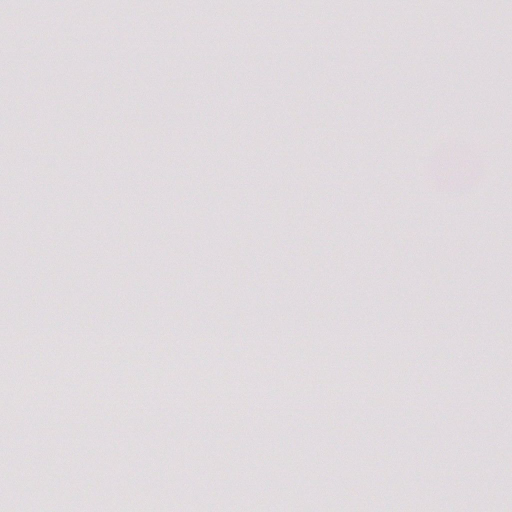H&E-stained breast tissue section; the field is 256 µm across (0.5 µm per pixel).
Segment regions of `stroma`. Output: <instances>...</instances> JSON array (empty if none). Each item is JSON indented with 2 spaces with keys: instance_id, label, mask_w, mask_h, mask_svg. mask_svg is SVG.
<instances>
[{
  "instance_id": "stroma-1",
  "label": "stroma",
  "mask_w": 512,
  "mask_h": 512,
  "mask_svg": "<svg viewBox=\"0 0 512 512\" xmlns=\"http://www.w3.org/2000/svg\"><path fill=\"white\" fill-rule=\"evenodd\" d=\"M91 10L0 0V180L45 198L0 204V337L23 356L0 366V471L65 485L0 482V512H448L459 494L512 512V222L473 206L490 184L512 199V0H377L376 26L288 0L248 46L236 0ZM257 183L281 219L264 239L224 203ZM108 332L143 339L135 391L88 384L78 352ZM229 336L284 377L398 342L400 383L367 381L355 410L303 375L304 397L257 391L228 417L197 357ZM462 350L493 364L458 369Z\"/></svg>"
}]
</instances>
